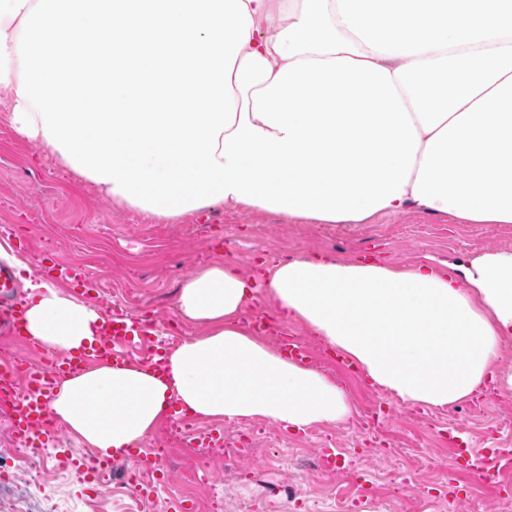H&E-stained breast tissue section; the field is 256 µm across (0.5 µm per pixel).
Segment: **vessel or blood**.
Wrapping results in <instances>:
<instances>
[{"instance_id":"b4317fda","label":"vessel or blood","mask_w":512,"mask_h":512,"mask_svg":"<svg viewBox=\"0 0 512 512\" xmlns=\"http://www.w3.org/2000/svg\"><path fill=\"white\" fill-rule=\"evenodd\" d=\"M44 273L58 275L84 297L91 296L96 288L91 274L79 265H51L45 267ZM22 312L15 276L9 267L0 265L1 339L25 342ZM137 345L146 346L150 366L161 367V348L153 344L148 323L132 314L111 310L103 314L94 340L78 352L54 351L37 365L14 360L1 362L0 414L10 419L14 433L28 447H42L55 426L50 404L62 380L97 363H126L128 348ZM448 456L452 467L470 481L482 483L497 495L512 492V484L499 479L501 473L512 471V448L476 449L452 441L448 444Z\"/></svg>"}]
</instances>
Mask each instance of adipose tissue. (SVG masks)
<instances>
[{
	"mask_svg": "<svg viewBox=\"0 0 512 512\" xmlns=\"http://www.w3.org/2000/svg\"><path fill=\"white\" fill-rule=\"evenodd\" d=\"M11 121L113 203L173 219L215 203L314 224L408 209L512 224V0H0ZM264 303L414 407L479 393L512 341V251L447 272L331 255L185 279L167 355L68 377L50 404L75 437L121 454L170 405L293 430L349 418L320 371L246 331ZM101 313L43 280L24 318L75 352Z\"/></svg>",
	"mask_w": 512,
	"mask_h": 512,
	"instance_id": "ef3b65f1",
	"label": "adipose tissue"
}]
</instances>
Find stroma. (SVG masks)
Here are the masks:
<instances>
[{
	"label": "stroma",
	"mask_w": 512,
	"mask_h": 512,
	"mask_svg": "<svg viewBox=\"0 0 512 512\" xmlns=\"http://www.w3.org/2000/svg\"><path fill=\"white\" fill-rule=\"evenodd\" d=\"M8 92L0 87V244L18 243L19 281L36 279L47 257L85 266L102 287L97 306L148 314L156 338L184 337L178 316L183 281L216 259L251 274L259 258L278 261L329 254L343 260L411 266L458 264L489 249L512 250V224H468L450 216L408 210L367 224H311L266 210L215 205L175 221H160L119 206L68 170L50 151L20 136L9 120ZM345 394L347 422L288 431L272 439L270 422L239 419L256 447L199 449L186 495L196 512H501L502 500L448 466L446 443L457 433L472 447L495 439L512 445V394L486 382L472 398L446 409H423L390 397L366 375L331 372L321 361L328 345L303 325L288 323ZM380 407V433L359 425ZM223 420V427H231ZM335 452L334 479L312 471L320 448Z\"/></svg>",
	"instance_id": "stroma-1"
}]
</instances>
